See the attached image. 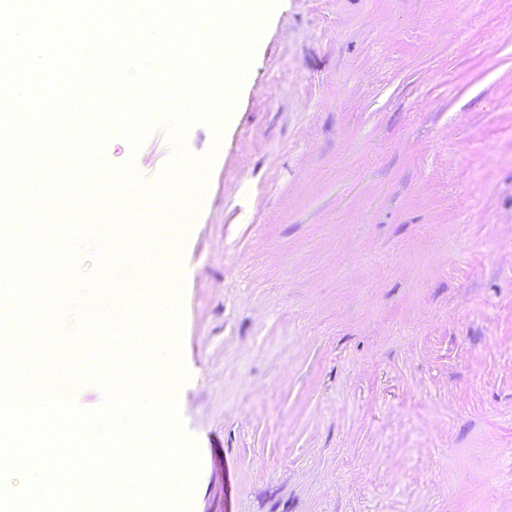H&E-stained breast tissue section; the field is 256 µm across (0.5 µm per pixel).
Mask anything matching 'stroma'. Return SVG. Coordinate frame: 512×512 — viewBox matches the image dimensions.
<instances>
[{
    "instance_id": "stroma-1",
    "label": "stroma",
    "mask_w": 512,
    "mask_h": 512,
    "mask_svg": "<svg viewBox=\"0 0 512 512\" xmlns=\"http://www.w3.org/2000/svg\"><path fill=\"white\" fill-rule=\"evenodd\" d=\"M185 148L193 512H512V0H279Z\"/></svg>"
}]
</instances>
